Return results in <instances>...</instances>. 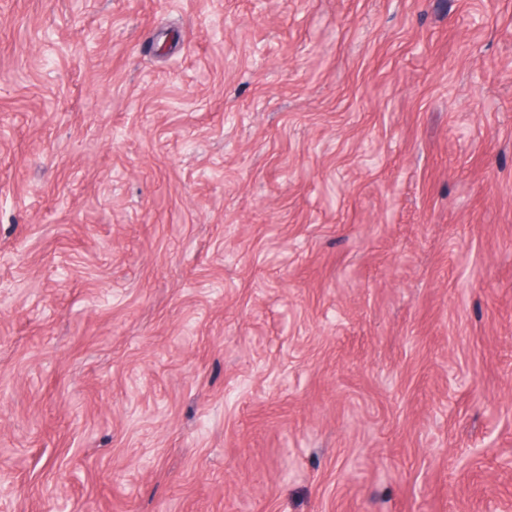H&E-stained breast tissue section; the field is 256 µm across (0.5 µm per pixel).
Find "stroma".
Returning a JSON list of instances; mask_svg holds the SVG:
<instances>
[{
    "mask_svg": "<svg viewBox=\"0 0 512 512\" xmlns=\"http://www.w3.org/2000/svg\"><path fill=\"white\" fill-rule=\"evenodd\" d=\"M0 512H512V0H0Z\"/></svg>",
    "mask_w": 512,
    "mask_h": 512,
    "instance_id": "obj_1",
    "label": "stroma"
}]
</instances>
